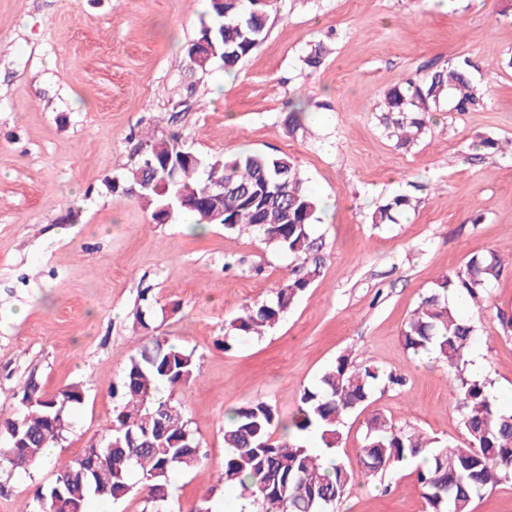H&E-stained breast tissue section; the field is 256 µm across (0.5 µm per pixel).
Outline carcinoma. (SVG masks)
I'll list each match as a JSON object with an SVG mask.
<instances>
[{"mask_svg":"<svg viewBox=\"0 0 512 512\" xmlns=\"http://www.w3.org/2000/svg\"><path fill=\"white\" fill-rule=\"evenodd\" d=\"M209 14L198 38H211L215 54L201 61L191 58L189 64L205 71L219 60L230 71L263 40L266 4L209 0ZM472 69L469 58L457 57L386 92L383 120L397 146L404 148L417 140L427 115L447 101L452 112L483 108L485 91L473 80ZM185 151L176 134L141 139L128 178L140 188L151 217L170 205L172 214L195 215L200 225L217 222L228 232L249 229L301 262V274L286 280L272 297L243 308L232 322L240 335L260 336L309 288L320 267L322 244L311 232L317 202L287 155L203 158L195 153L190 164L176 170L166 167L170 158ZM146 156L153 157L151 174L144 170ZM214 172L224 178L222 199L211 179ZM183 195L196 199L198 208L182 206ZM411 208L409 197L396 195L375 209L371 221L396 224ZM500 270L501 257L495 252L470 258L463 269L435 283L402 332L406 350L433 356L453 376L463 411L465 447L441 445L379 413L367 422L361 473L377 478L409 460L422 459L417 481L430 512H472L475 495L512 475V409L497 407L487 383L465 375L475 329L448 302L450 294L478 301ZM196 370L194 351L166 337H150L131 357L120 387L114 390L122 406L115 411L112 428L62 467L51 483L38 488L23 512H87L92 498L119 502L134 492L142 495L150 512H166L173 497L170 475L191 471L202 459L190 421L173 399V392L189 384ZM401 385L392 373L355 364L343 355L315 385L303 389L296 414L283 427L265 400L233 409L224 426L225 455L218 485L241 487L248 493L252 512H334L336 502L355 481L353 471L336 458L344 419L377 387ZM82 392L81 384L72 383L47 398L34 383H27L23 413L0 418V436L6 441L0 448V472H27L44 464L45 450L55 447L70 428V415L81 405ZM311 435L319 438L318 445L307 442Z\"/></svg>","mask_w":512,"mask_h":512,"instance_id":"1","label":"carcinoma"}]
</instances>
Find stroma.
Returning a JSON list of instances; mask_svg holds the SVG:
<instances>
[{
  "instance_id": "obj_1",
  "label": "stroma",
  "mask_w": 512,
  "mask_h": 512,
  "mask_svg": "<svg viewBox=\"0 0 512 512\" xmlns=\"http://www.w3.org/2000/svg\"><path fill=\"white\" fill-rule=\"evenodd\" d=\"M507 0H280L265 37L233 73L192 68L187 50L208 0H0V417L22 390L45 396L82 382L83 404L47 461L0 475V512L112 426L113 397L145 334L195 351L197 377L174 399L201 442L202 463L170 480L169 512L209 498L212 512H248L240 488H217L229 409L262 399L281 420L299 394L345 355L403 377L345 420L336 455L359 470L366 421L381 413L441 442L464 444L445 367L414 358L402 331L438 278L497 252L504 267L480 304L458 311L512 405V156L483 150L512 139V9ZM323 44L319 69L302 59ZM469 57L486 92L476 112L440 108L425 133L397 147L379 105L428 67ZM307 103L300 128L286 117ZM178 134L204 157L288 155L318 203L324 260L274 328L235 337L244 305L299 273L297 259L250 230L159 224L124 176L145 133ZM415 208L375 224L395 195ZM151 329L133 324L143 291ZM230 349H221V341ZM407 464L356 479L335 512H426Z\"/></svg>"
}]
</instances>
